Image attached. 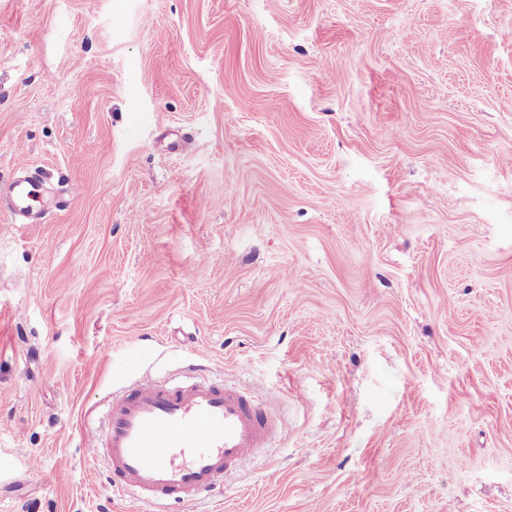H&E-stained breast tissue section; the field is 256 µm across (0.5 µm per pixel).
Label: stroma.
Segmentation results:
<instances>
[{"label": "stroma", "instance_id": "obj_1", "mask_svg": "<svg viewBox=\"0 0 512 512\" xmlns=\"http://www.w3.org/2000/svg\"><path fill=\"white\" fill-rule=\"evenodd\" d=\"M512 0H0V512H169L112 395L281 433L184 512H512ZM1 199L6 207L30 222L40 218L41 193L35 182L17 178L4 191L0 189Z\"/></svg>", "mask_w": 512, "mask_h": 512}]
</instances>
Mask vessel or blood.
Returning <instances> with one entry per match:
<instances>
[{
	"label": "vessel or blood",
	"instance_id": "vessel-or-blood-1",
	"mask_svg": "<svg viewBox=\"0 0 512 512\" xmlns=\"http://www.w3.org/2000/svg\"><path fill=\"white\" fill-rule=\"evenodd\" d=\"M0 201L28 221L40 217L35 182L13 180ZM107 413L90 450L108 458L113 486L141 502L206 499L241 461L270 448L278 429L270 407L220 382L163 385L145 378L112 396Z\"/></svg>",
	"mask_w": 512,
	"mask_h": 512
}]
</instances>
